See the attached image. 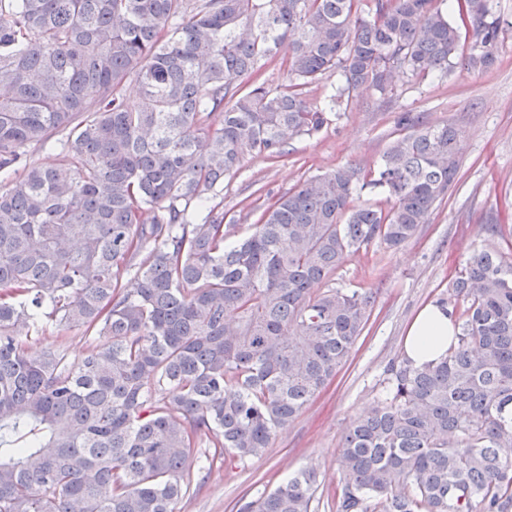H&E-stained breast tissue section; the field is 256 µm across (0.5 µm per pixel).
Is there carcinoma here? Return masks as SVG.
<instances>
[{"instance_id":"obj_1","label":"carcinoma","mask_w":512,"mask_h":512,"mask_svg":"<svg viewBox=\"0 0 512 512\" xmlns=\"http://www.w3.org/2000/svg\"><path fill=\"white\" fill-rule=\"evenodd\" d=\"M433 2L0 0V512H179L193 470L262 457L326 388L372 307L336 271L428 223L463 132L402 112L376 167L303 180L232 242L224 179L362 86L389 98L397 71L492 66L489 0L451 3L464 56ZM274 61L280 88L257 78ZM48 145L56 163L28 159ZM367 188L388 206L358 203ZM439 305L456 342L435 364L389 362L342 438L336 512H512V261L463 256ZM49 325L108 342L77 363L30 355L23 337ZM318 491L306 468L241 512H315Z\"/></svg>"}]
</instances>
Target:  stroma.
I'll list each match as a JSON object with an SVG mask.
<instances>
[{"instance_id":"1","label":"stroma","mask_w":512,"mask_h":512,"mask_svg":"<svg viewBox=\"0 0 512 512\" xmlns=\"http://www.w3.org/2000/svg\"><path fill=\"white\" fill-rule=\"evenodd\" d=\"M492 4L502 33L490 69L458 68L443 79L402 74L386 100L373 90H357L340 120L292 141L280 158L246 155L236 175L225 180L224 212L241 235L264 205L299 182L349 162L376 164L402 135L396 113L420 114L434 124L452 122L465 132L460 180L419 235L394 250L381 245L360 250L337 271V286L372 298L369 322L348 362L302 415L278 432L265 456L199 473L198 486L182 501L181 512H238L245 502L305 468L319 476V512H333L340 480L336 456L344 432L374 406L384 368L402 354L416 315L447 296L463 255L492 244L512 257V0ZM88 344L80 331L52 327L26 340L30 352L61 347L73 361Z\"/></svg>"}]
</instances>
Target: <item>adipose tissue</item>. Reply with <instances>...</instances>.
Segmentation results:
<instances>
[{
	"label": "adipose tissue",
	"mask_w": 512,
	"mask_h": 512,
	"mask_svg": "<svg viewBox=\"0 0 512 512\" xmlns=\"http://www.w3.org/2000/svg\"><path fill=\"white\" fill-rule=\"evenodd\" d=\"M455 334L454 320L447 309L435 304L427 305L407 331L405 355L416 366L436 362L444 356Z\"/></svg>",
	"instance_id": "ef3b65f1"
}]
</instances>
